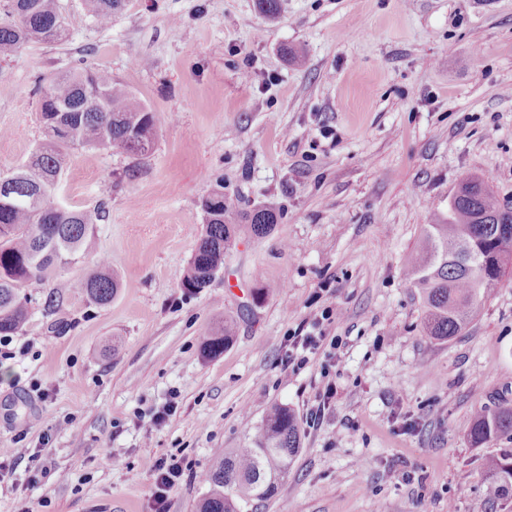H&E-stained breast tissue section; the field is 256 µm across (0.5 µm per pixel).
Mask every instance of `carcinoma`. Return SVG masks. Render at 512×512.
I'll return each instance as SVG.
<instances>
[{
	"mask_svg": "<svg viewBox=\"0 0 512 512\" xmlns=\"http://www.w3.org/2000/svg\"><path fill=\"white\" fill-rule=\"evenodd\" d=\"M97 22L107 27L122 0H86ZM69 38L59 0H0V56L8 57L22 45L37 41L61 44ZM44 129L43 141L9 176L11 190L0 193V335L22 330L30 315L25 288L52 282L54 291L44 311L57 309L71 284L58 276L60 264L77 262L88 249L94 226L105 211H76L62 207L54 189L67 165L69 152L115 150L144 156L154 146V113L112 73L91 67L81 59L77 66L46 81H34ZM203 227L181 286L196 292L209 285L224 265V256L238 243V226L245 224L263 237L278 223L271 206L240 211L224 197V186L202 201ZM503 255H512V207L502 206L480 178L460 183L449 203L448 214L424 228L422 245L411 258L406 281L420 290L426 308L425 330L447 341L466 327L486 293L506 274ZM80 288L87 301L102 307L112 302L119 280L108 261L89 273ZM235 336V323L224 324L202 341L209 358L224 353ZM512 438V404L480 409L470 430L471 444L479 448L499 437ZM300 448L297 419L291 410L273 407L248 448H235L203 477L210 489L199 512H241L239 503L262 501L288 474V465ZM489 493L481 512H507L512 507V453L487 463Z\"/></svg>",
	"mask_w": 512,
	"mask_h": 512,
	"instance_id": "obj_1",
	"label": "carcinoma"
}]
</instances>
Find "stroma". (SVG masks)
Returning a JSON list of instances; mask_svg holds the SVG:
<instances>
[{
  "instance_id": "stroma-1",
  "label": "stroma",
  "mask_w": 512,
  "mask_h": 512,
  "mask_svg": "<svg viewBox=\"0 0 512 512\" xmlns=\"http://www.w3.org/2000/svg\"><path fill=\"white\" fill-rule=\"evenodd\" d=\"M59 3L66 44L0 58V176L43 138L35 78L84 51L151 107L158 138L143 157L73 152L55 189L107 218L61 270L75 287L54 314L49 285L28 288L31 315L0 356V448L26 451L0 512H152L146 464L171 454L186 470L169 512H198L204 475L275 405L295 413L300 449L242 512H473L487 460L512 452L506 436L469 441L477 410L512 402V273L437 341L405 269L464 178L512 204V0H280L272 18L256 0H125L106 28L85 0ZM219 178L279 220L242 232L189 293ZM102 259L120 288L97 307L76 284ZM326 309V344L287 367L289 337ZM227 318L233 342L204 357Z\"/></svg>"
}]
</instances>
